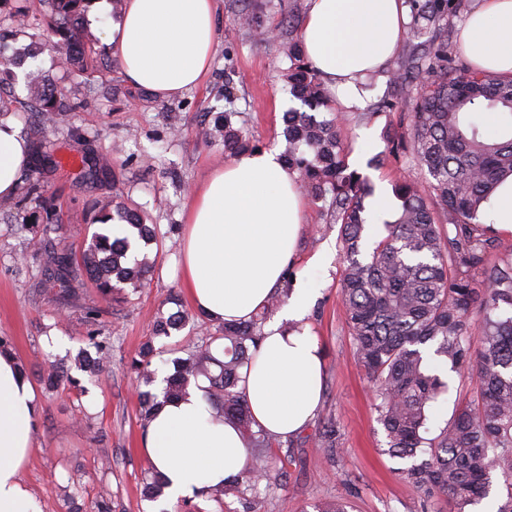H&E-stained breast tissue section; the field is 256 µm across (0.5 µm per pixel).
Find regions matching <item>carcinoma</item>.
Segmentation results:
<instances>
[{
	"label": "carcinoma",
	"instance_id": "cac0c4a2",
	"mask_svg": "<svg viewBox=\"0 0 512 512\" xmlns=\"http://www.w3.org/2000/svg\"><path fill=\"white\" fill-rule=\"evenodd\" d=\"M89 2L0 0V17L11 21L15 36L28 37L36 46L44 38L56 39L67 68L84 72L98 64L95 40L83 26ZM412 2L413 20L405 31L401 61L390 71V82L410 102V133L396 146L408 151L429 178L423 184L407 178L395 183L401 205L393 219L383 222L386 234L371 251L365 250L371 185L348 170L335 123L311 115L331 105L320 77L305 61L299 38L283 43V50L290 61L291 92L307 110L287 113L283 159L297 173L306 195L315 203L328 204L331 223L339 226L345 265L344 322L356 357L373 383L378 422L386 439L384 453L406 462L398 471L400 478L427 496H446L448 512H466L498 485L506 491L498 512H512V258L488 262L495 231L481 220L484 203L512 176V76L449 62L448 27L442 20L455 7L454 0ZM233 22L258 42L269 39L253 10H240ZM25 87L23 98L0 92V114L29 109L37 113L42 128L66 122L71 106L48 75L29 72ZM484 108L504 117L506 128L497 138L480 134L478 114ZM235 116L227 110L201 133L222 139L224 151L237 155L249 145L233 121ZM20 194L46 211L51 208L37 181L24 179ZM116 211L127 222V234L112 237L95 232L79 253L60 241L37 239L46 282L58 289L60 298L75 296L88 282L103 301L118 304L127 301L126 289L146 285L155 261L147 255L130 258V238L152 244L157 227L127 205ZM440 211L455 226V237H449L438 222ZM287 298L288 294L277 293L251 319L226 322L221 335L193 343L187 357L174 361V371L166 378L163 399L167 401L188 394L191 382L205 376L208 400L249 439L254 463L243 477L211 490L209 498L217 502L241 499L261 482L271 481L270 468L260 462L281 441L253 430L238 382L263 325ZM185 323L181 312L155 318L153 338L131 363L138 382L148 385L156 377L152 364L158 349L153 339L168 338ZM87 341L89 348L81 350L76 364L93 377L109 362L112 342L95 332ZM216 344L224 345L222 361L212 353ZM428 350L459 377L475 380V387L459 395L453 417L433 437L428 436L429 409L448 390V382L429 367ZM43 384L50 392L63 385L81 389L80 379L62 363L50 365ZM139 400L145 427L161 400L142 392ZM312 446L336 447L333 418L317 424Z\"/></svg>",
	"mask_w": 512,
	"mask_h": 512
}]
</instances>
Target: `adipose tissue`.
Here are the masks:
<instances>
[{
    "label": "adipose tissue",
    "instance_id": "1",
    "mask_svg": "<svg viewBox=\"0 0 512 512\" xmlns=\"http://www.w3.org/2000/svg\"><path fill=\"white\" fill-rule=\"evenodd\" d=\"M402 0H307L304 52L323 83L357 103L358 80L381 70L404 31ZM108 41L125 80L154 94L198 87L217 42V0H125ZM470 63L512 76V0H482L461 32ZM17 124L0 119V198L13 197L29 166ZM304 197L276 149L251 151L216 167L192 192L181 242V278L196 310L215 324L247 320L267 305L297 259ZM312 301L296 288L263 328L250 370L239 384L255 428L279 440L300 432L322 394L323 355L295 329ZM199 379L187 396L165 403L147 426L142 453L157 471L160 512L239 476L247 440L205 396ZM39 418L37 395L12 351L0 352V512H42L23 486Z\"/></svg>",
    "mask_w": 512,
    "mask_h": 512
}]
</instances>
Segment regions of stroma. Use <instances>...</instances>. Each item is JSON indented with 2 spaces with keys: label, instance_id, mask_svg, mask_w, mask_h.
Segmentation results:
<instances>
[{
  "label": "stroma",
  "instance_id": "stroma-1",
  "mask_svg": "<svg viewBox=\"0 0 512 512\" xmlns=\"http://www.w3.org/2000/svg\"><path fill=\"white\" fill-rule=\"evenodd\" d=\"M266 27L276 37L259 43L237 27L240 0H218L219 28L214 57L202 86L158 96L130 85L101 27H90L109 66L94 76L95 93L82 78L59 75L58 88L73 109L66 125L45 129L59 160L57 168L26 175L40 180L55 205L57 219L47 222L34 204L0 214V336L37 385L41 405L33 449L22 474L24 486L38 497L43 512H94L100 496L114 512H153L142 495L148 463L140 452L143 429L139 400L128 362L151 334L157 313L191 311L181 282V240L191 187L202 184L214 166L227 161L221 143L206 141V113L232 107L240 114L254 149L280 146L284 116L298 107L285 72L290 62L279 52L282 23L302 24L306 0H257ZM360 106L347 109L340 96L322 119L336 121L345 161L370 179L376 191H391L404 178L425 181L408 155L393 151L392 139L404 135L401 117L408 107L387 71L367 77ZM107 157L110 170L98 180L76 186L87 153ZM380 166H370L374 157ZM117 199L137 207L147 223L165 235L149 286L131 293L127 304L85 316L98 304L91 286L71 303H61L41 281L42 256L29 226L46 229L49 238L80 249L92 234L88 226L98 203ZM320 260L324 273L318 294L301 327L315 337L324 354L323 394L317 418L332 417L337 444L312 448L306 428L273 449L268 465L278 477L259 485L248 500L229 499L177 504L176 512H312L315 505L342 498L353 512H448L442 497H427L396 473L398 460L384 454L385 437L376 421L373 388L358 364L343 318V262L338 229L327 222L320 204L307 203L299 242V265ZM112 340V359L99 376L83 377L82 390L49 392L39 382L51 362L73 366L88 331Z\"/></svg>",
  "mask_w": 512,
  "mask_h": 512
}]
</instances>
